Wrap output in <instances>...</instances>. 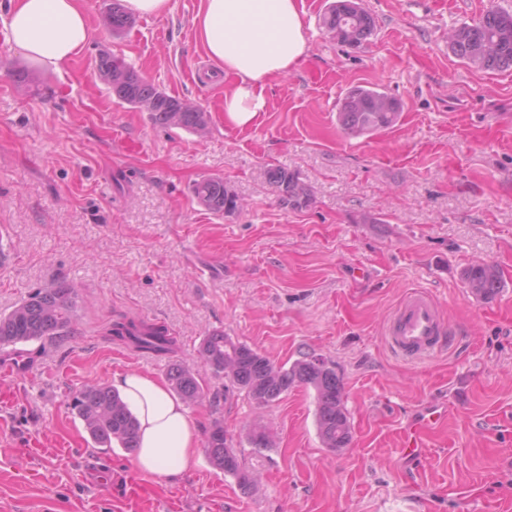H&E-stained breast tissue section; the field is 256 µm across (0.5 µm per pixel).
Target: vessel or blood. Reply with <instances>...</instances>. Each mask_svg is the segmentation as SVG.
<instances>
[{
  "instance_id": "b4317fda",
  "label": "vessel or blood",
  "mask_w": 512,
  "mask_h": 512,
  "mask_svg": "<svg viewBox=\"0 0 512 512\" xmlns=\"http://www.w3.org/2000/svg\"><path fill=\"white\" fill-rule=\"evenodd\" d=\"M385 334L391 351L409 361L428 358L454 342L437 303L422 292L404 299Z\"/></svg>"
}]
</instances>
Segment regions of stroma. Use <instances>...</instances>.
Instances as JSON below:
<instances>
[{
    "label": "stroma",
    "instance_id": "1",
    "mask_svg": "<svg viewBox=\"0 0 512 512\" xmlns=\"http://www.w3.org/2000/svg\"><path fill=\"white\" fill-rule=\"evenodd\" d=\"M329 2L299 0L307 53L266 81L267 108L244 128L224 121L225 84L195 24L202 0H171L119 36L112 0H80L90 38L56 70L12 50L0 24V225L11 230L0 313L37 288L80 289L68 336L21 344L32 375L0 400V512H512V70L471 68L448 46L450 28L512 11V0H362L374 33L357 48L321 28ZM105 52L206 112V133L120 101L97 71ZM364 83L402 113L353 138L338 103ZM277 168L309 189L308 207L283 200ZM208 177L223 178L238 210L197 203L193 186ZM481 263L501 275L488 300L463 279ZM416 290L439 303L457 341L408 362L385 328ZM121 316L164 327L171 353L112 340ZM215 331L280 364L304 353L333 362L347 448L323 447L313 389L261 407L212 377L199 347ZM174 362L206 384L190 409L199 441L221 421L261 478L255 490L205 459L176 476L139 472L132 452L94 446L71 409L83 386L131 370L162 379ZM431 405L444 415L406 459L403 435ZM263 424L275 445L258 450L250 433Z\"/></svg>",
    "mask_w": 512,
    "mask_h": 512
}]
</instances>
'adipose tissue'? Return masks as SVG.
<instances>
[{
    "label": "adipose tissue",
    "instance_id": "1",
    "mask_svg": "<svg viewBox=\"0 0 512 512\" xmlns=\"http://www.w3.org/2000/svg\"><path fill=\"white\" fill-rule=\"evenodd\" d=\"M197 21L207 56L231 81L224 119L246 126L267 107L263 83L286 74L307 52L298 0H203ZM4 25L10 48L45 69L69 61L90 36L78 0H10ZM118 386L139 424L134 467L158 475L194 469L197 425L165 381L131 371Z\"/></svg>",
    "mask_w": 512,
    "mask_h": 512
}]
</instances>
